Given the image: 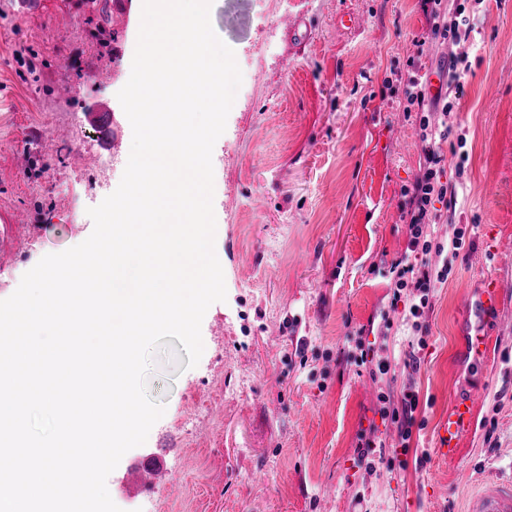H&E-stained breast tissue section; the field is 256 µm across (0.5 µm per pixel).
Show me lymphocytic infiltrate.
Returning a JSON list of instances; mask_svg holds the SVG:
<instances>
[{
	"label": "lymphocytic infiltrate",
	"instance_id": "f902f5d3",
	"mask_svg": "<svg viewBox=\"0 0 512 512\" xmlns=\"http://www.w3.org/2000/svg\"><path fill=\"white\" fill-rule=\"evenodd\" d=\"M434 40L449 47L463 45L469 38L468 19L448 11L447 0H421ZM462 55H455L448 67L443 92H431L427 75L416 63H409L405 79L408 106L419 113L420 173L406 188L407 246L401 257L391 261L388 273L392 281L393 301H405L406 322L417 337L418 346H425L428 334L427 315L436 288L447 283L453 272L452 257L458 256L466 244L465 228L455 229L448 240H441L432 226L436 203H445L448 212H455L458 184L443 178L445 157L440 144L456 137L460 149L457 169H464L468 155L464 150L465 135H453L447 116L465 94L466 72L460 69Z\"/></svg>",
	"mask_w": 512,
	"mask_h": 512
}]
</instances>
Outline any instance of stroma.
<instances>
[{
  "mask_svg": "<svg viewBox=\"0 0 512 512\" xmlns=\"http://www.w3.org/2000/svg\"><path fill=\"white\" fill-rule=\"evenodd\" d=\"M106 3L73 12L41 0L24 13L0 0V217L16 223L0 246V299L45 255L89 237L88 208L126 167L132 127L117 93L138 29L131 0ZM448 5L473 27L465 94L448 118L468 160L460 176L447 158L444 177H462L463 190L436 231L475 233L434 293L417 350L403 309L388 308L385 272L406 247L403 190L419 173L399 75L412 59L446 72L447 46L420 0H294L285 13L277 0H212V27L243 73L212 154L227 298L203 318L195 368L179 371L173 349L154 353L147 393L165 413L126 454L165 449L180 493L161 481L130 495L121 463L107 488L122 512H466L483 480L512 477V0ZM301 19L312 26L304 45L289 33ZM96 70L109 81H94ZM102 106L115 121L108 171L76 151ZM487 274L504 301L487 321L491 356L474 364L464 306ZM385 316L389 346L420 368L399 364L381 380L353 355ZM477 384L484 397L461 457L437 458L439 421ZM406 390L418 396L408 453L360 465V436L398 445L380 395Z\"/></svg>",
  "mask_w": 512,
  "mask_h": 512,
  "instance_id": "35a3bbf8",
  "label": "stroma"
}]
</instances>
